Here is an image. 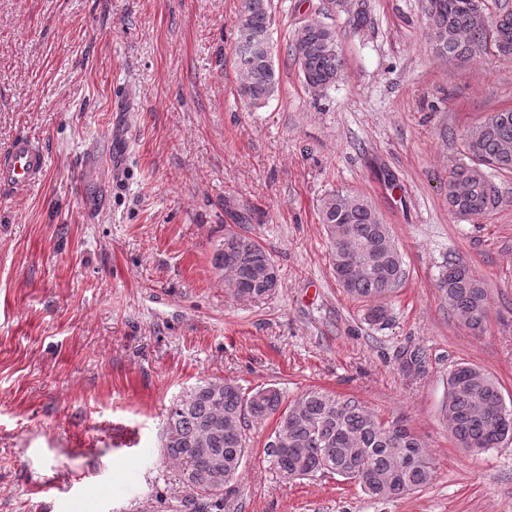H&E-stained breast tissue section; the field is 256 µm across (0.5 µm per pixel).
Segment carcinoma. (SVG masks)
I'll return each instance as SVG.
<instances>
[{
    "instance_id": "1",
    "label": "carcinoma",
    "mask_w": 512,
    "mask_h": 512,
    "mask_svg": "<svg viewBox=\"0 0 512 512\" xmlns=\"http://www.w3.org/2000/svg\"><path fill=\"white\" fill-rule=\"evenodd\" d=\"M481 0H425L426 35L441 57L477 60L490 41L496 53L512 57V11L499 13L491 25L479 16ZM270 0H241L233 52L242 72L240 94L261 105L277 91L279 75L272 56ZM289 52L304 83L322 91L342 72L335 31L309 23L295 31ZM469 163L451 170L446 186L448 210L461 220L484 218L507 202L494 174L512 173V108L493 112L464 139ZM330 240L333 269L347 293L366 302L392 295L406 276L389 225L363 196L334 192L320 208ZM211 264L239 298L261 299L275 292L279 278L266 280L275 266L269 252L253 238L227 229ZM439 287L455 314L475 333L484 329L488 293L466 266L452 260ZM503 401L496 379L462 362L448 375V431L468 452L498 448L512 441V419L495 411ZM277 416L273 434L287 449H268L285 479L330 473L344 479L365 472L362 490L378 499L399 498L431 483L434 471L421 441L401 422L382 420L360 402L318 389L307 390L284 407L273 387L254 393L221 378L198 382L167 411L163 448L183 467L188 500L195 512H223L224 487L241 471L248 453L249 421Z\"/></svg>"
}]
</instances>
